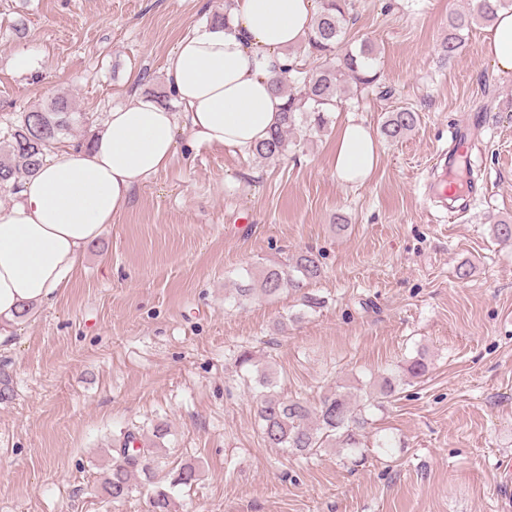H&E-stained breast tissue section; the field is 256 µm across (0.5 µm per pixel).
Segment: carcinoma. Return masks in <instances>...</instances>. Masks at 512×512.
<instances>
[{"mask_svg": "<svg viewBox=\"0 0 512 512\" xmlns=\"http://www.w3.org/2000/svg\"><path fill=\"white\" fill-rule=\"evenodd\" d=\"M351 8L348 0H320L305 39L307 61L284 69L275 80L274 88L286 98V106L268 138L252 150L253 156L269 161L281 158L288 153V136L297 125L302 123L310 130H323L325 113L331 111L338 100L357 96L375 85V48L365 41L355 52L341 51ZM505 8H512V0H477L473 9L451 14L448 35L441 44L442 56L450 59L458 54L465 43L464 31L477 23L491 22L496 11ZM293 79L300 84L297 92L290 86ZM419 120L416 110L401 107L389 112L381 132L388 140L398 141L409 135ZM86 123V113L77 111L72 99L61 94L53 97L47 107L22 112L17 122L0 125V189L15 192L23 180L34 175L51 152ZM320 276L316 256L305 252L292 264L263 269L258 290L266 296H276L288 288H302L305 282ZM246 279L247 282L231 293L233 303L238 306L250 301L258 291L253 288L254 279L249 270ZM238 365L247 370V376L260 390L258 417L263 439L269 447L301 456L318 454L327 448L343 451L360 447L367 425L368 405L357 400L356 395L336 388L312 406L281 395L269 375L255 368L248 352L239 355ZM159 459L155 444L140 440L133 432L124 433L118 446L113 448L112 466L101 479V492L113 502L124 501L138 480L152 482L159 477ZM197 480L195 465L181 464L170 474L169 488L157 487L150 500L151 512H172L170 490L191 487Z\"/></svg>", "mask_w": 512, "mask_h": 512, "instance_id": "carcinoma-1", "label": "carcinoma"}]
</instances>
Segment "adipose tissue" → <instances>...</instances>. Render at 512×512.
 Returning <instances> with one entry per match:
<instances>
[{"mask_svg": "<svg viewBox=\"0 0 512 512\" xmlns=\"http://www.w3.org/2000/svg\"><path fill=\"white\" fill-rule=\"evenodd\" d=\"M225 25L194 26L168 57L165 81L184 109L151 97L113 109L92 143L46 158L0 208V344L5 325L25 308L52 303L72 281L84 249L129 205L136 187L165 170L178 121L195 144L250 153L278 123L285 100L273 79L291 64L316 16L315 0H226ZM485 54L512 76V10H498L485 31ZM380 143L363 123H341L333 155L337 180L366 184Z\"/></svg>", "mask_w": 512, "mask_h": 512, "instance_id": "adipose-tissue-1", "label": "adipose tissue"}]
</instances>
